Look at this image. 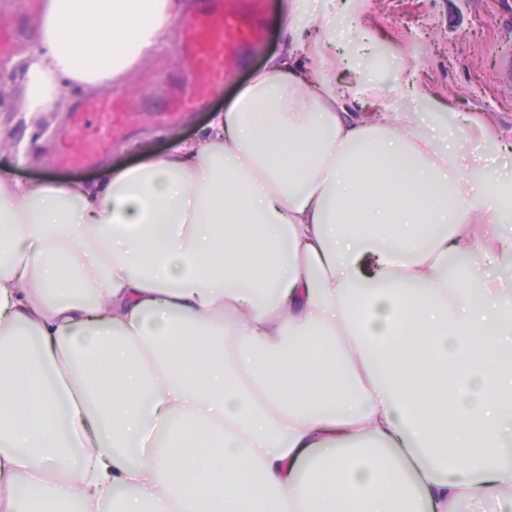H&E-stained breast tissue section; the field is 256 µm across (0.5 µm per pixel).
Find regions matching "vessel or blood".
Returning <instances> with one entry per match:
<instances>
[{
	"mask_svg": "<svg viewBox=\"0 0 512 512\" xmlns=\"http://www.w3.org/2000/svg\"><path fill=\"white\" fill-rule=\"evenodd\" d=\"M270 0H200L198 10L182 27L181 47L192 80L171 100L168 115L178 119L204 104L224 83L244 51L266 44L263 19ZM72 135L56 162L80 161L91 165L109 150L112 130L134 128L121 93L94 97L77 104L72 112Z\"/></svg>",
	"mask_w": 512,
	"mask_h": 512,
	"instance_id": "b4317fda",
	"label": "vessel or blood"
}]
</instances>
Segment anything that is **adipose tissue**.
<instances>
[{
    "instance_id": "adipose-tissue-1",
    "label": "adipose tissue",
    "mask_w": 512,
    "mask_h": 512,
    "mask_svg": "<svg viewBox=\"0 0 512 512\" xmlns=\"http://www.w3.org/2000/svg\"><path fill=\"white\" fill-rule=\"evenodd\" d=\"M182 10L40 0L21 112L123 87ZM288 16L202 137L0 173V512H512V181L461 168L409 66L339 83Z\"/></svg>"
}]
</instances>
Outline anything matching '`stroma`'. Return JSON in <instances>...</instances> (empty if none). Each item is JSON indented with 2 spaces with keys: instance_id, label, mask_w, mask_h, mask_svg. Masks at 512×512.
I'll return each instance as SVG.
<instances>
[{
  "instance_id": "stroma-1",
  "label": "stroma",
  "mask_w": 512,
  "mask_h": 512,
  "mask_svg": "<svg viewBox=\"0 0 512 512\" xmlns=\"http://www.w3.org/2000/svg\"><path fill=\"white\" fill-rule=\"evenodd\" d=\"M38 3L0 0V27L23 29L22 37L0 52V167L22 181L92 182L99 166L55 167L48 162L66 143L69 112L86 99V92L65 90L63 111L43 113L31 123L19 110L22 73L17 59L33 43ZM288 24V0H273L266 45L246 51L227 72L223 89L202 108L179 121L161 123L156 115L166 111L172 86L184 75L178 33L170 31L167 47L145 58L123 87L143 120L134 130L115 131L104 163L126 165L137 160L141 147L162 154L181 140L200 136L211 115L230 104L270 58L283 52ZM332 40L337 58L355 56L359 79L375 90H385L404 62L417 68L434 96L449 99L457 111L487 114L495 138L511 149L503 156L488 151L473 176L498 172L505 159L512 158V81L502 78L504 68L512 64V0H371L357 23L338 17Z\"/></svg>"
}]
</instances>
